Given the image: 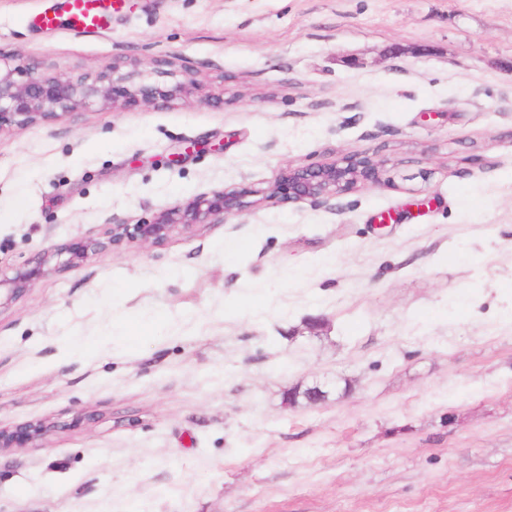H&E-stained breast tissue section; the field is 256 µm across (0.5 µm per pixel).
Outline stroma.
<instances>
[{
  "mask_svg": "<svg viewBox=\"0 0 512 512\" xmlns=\"http://www.w3.org/2000/svg\"><path fill=\"white\" fill-rule=\"evenodd\" d=\"M0 57L188 74L0 130V272L82 262L0 310V512H512V0H120L105 30L27 25ZM380 166L326 203L292 166ZM259 202L160 245L112 225ZM326 386L316 405L290 388ZM360 182L380 184L377 164L369 157L350 155L339 163L323 167L297 166L283 170L266 199L281 203L325 202L340 191ZM253 193L249 189L213 191L185 206L160 212L152 222L134 224L132 228L129 224L112 225L108 242L102 246L119 247L134 239L144 244L159 245L169 238L177 225L224 223L226 218L238 216L257 203L248 200ZM48 431V426L40 422L26 424L14 431L2 430L0 428V449L11 448L21 437L34 441L45 435Z\"/></svg>",
  "mask_w": 512,
  "mask_h": 512,
  "instance_id": "stroma-1",
  "label": "stroma"
}]
</instances>
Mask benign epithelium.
I'll use <instances>...</instances> for the list:
<instances>
[{
	"label": "benign epithelium",
	"instance_id": "obj_1",
	"mask_svg": "<svg viewBox=\"0 0 512 512\" xmlns=\"http://www.w3.org/2000/svg\"><path fill=\"white\" fill-rule=\"evenodd\" d=\"M150 83L137 80L133 72L117 67L77 76L48 75L39 67L22 62L0 67V131L49 121L77 111L97 100L116 107L151 105L173 101L189 92L192 80L167 81L170 73L158 70ZM360 182L381 183L377 164L369 157L350 155L323 167L297 166L283 170L267 198L281 203L326 201ZM249 189L219 190L199 196L181 207L160 212L148 223L114 224L107 245L114 248L137 239L144 244L165 242L178 225L222 224L228 217L254 206ZM85 258L83 245L63 243L40 252L17 266L10 276H0V308L27 291L35 280L60 271ZM49 431L47 425L29 423L14 431L0 429V449L10 448L22 437L34 441Z\"/></svg>",
	"mask_w": 512,
	"mask_h": 512
}]
</instances>
